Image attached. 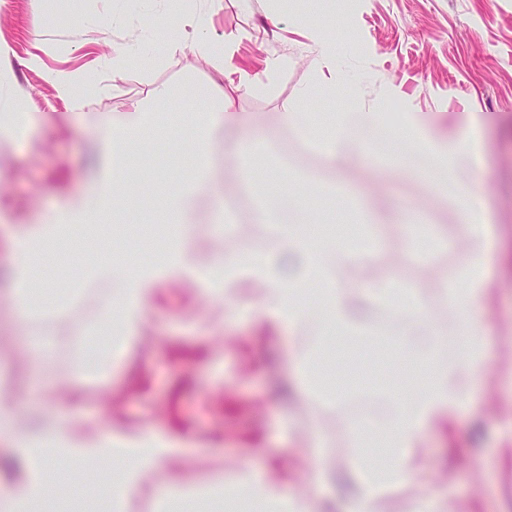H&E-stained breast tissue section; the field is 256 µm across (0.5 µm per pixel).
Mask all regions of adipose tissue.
I'll return each instance as SVG.
<instances>
[{"label": "adipose tissue", "mask_w": 512, "mask_h": 512, "mask_svg": "<svg viewBox=\"0 0 512 512\" xmlns=\"http://www.w3.org/2000/svg\"><path fill=\"white\" fill-rule=\"evenodd\" d=\"M233 105L232 98H225L223 110L209 113L195 127L192 168L164 202L169 221L177 229L167 234L158 255L144 262L124 264L100 260L92 265L93 278L111 287L103 325L108 328L113 321H120L124 333L110 351L90 347L81 360L84 369L111 373L129 337L137 334L147 318L156 286L185 270L186 244L193 235L190 215L197 185L210 173L217 134L224 129V113ZM285 118L300 139L332 156L370 160L366 144L370 137H379L387 154L409 157L414 173L429 177L438 191L456 197L464 217L460 227L463 237L477 245H486L491 228L481 220L485 211L481 184L487 172L471 138L450 143L432 137L415 124L399 133L385 131L379 129L369 114H347L336 132L324 131L321 123L307 112H289ZM156 126L155 113L141 104H132L122 124L106 126L101 177L78 204L65 211L44 214L35 230L14 237L7 265L12 282L10 296L20 310L28 308V285L53 274V264L41 256L36 242L61 227L79 230L86 224L107 223L116 212L115 194L122 185L116 174L122 160L134 147L152 138ZM260 141L257 135L241 136L234 145L242 161V176L250 179L254 193L264 199L258 211L259 219L277 228L279 253L272 256L254 252L225 260L219 258L198 268L197 276L216 291L236 287L242 280L250 282L258 312L275 318L295 334L309 329L317 337L337 333L359 335L363 328L358 319L371 307L387 309L395 318L405 349L403 364L413 379L409 385L387 394L381 415L350 428L352 445L359 448L360 454L352 459L351 471L357 490L347 500L345 512H376L385 484L373 478L375 468L366 458L369 439L378 435L393 437L394 445L387 451L388 482L405 483L416 473V453L424 433L447 419L483 370L480 339L483 319L479 307L491 286L488 264L481 258L464 257L443 289L445 302L459 316L456 355L453 361H446L442 330L429 321L426 301L419 289L403 287L392 278L377 281L368 288L347 287L341 283L337 270L345 266L362 268L364 247L343 245L311 224L305 217V198L291 195L276 201L269 198L265 183L253 181L246 159ZM281 256L299 260L300 272L284 273L277 263ZM50 454L66 460L91 461L101 467L111 466L115 459H124L123 480L111 490L105 512H126L127 495L136 486L141 471L163 465L170 449L143 435H105L76 420L51 423L19 440L17 458L22 473L14 481L0 482V512H33L34 507L46 500L45 460ZM327 482V472L317 469L311 493L293 496L254 469L240 471L235 477L236 488L251 512H316L315 504Z\"/></svg>", "instance_id": "obj_1"}]
</instances>
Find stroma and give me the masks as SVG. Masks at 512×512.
<instances>
[{
  "label": "stroma",
  "mask_w": 512,
  "mask_h": 512,
  "mask_svg": "<svg viewBox=\"0 0 512 512\" xmlns=\"http://www.w3.org/2000/svg\"><path fill=\"white\" fill-rule=\"evenodd\" d=\"M202 20L222 45L202 56L194 28L173 29L172 9ZM41 32L32 45V28ZM336 41L325 56L317 41ZM182 51L158 56L170 38ZM38 53L39 68L28 59ZM288 65L256 93L236 94L225 125L237 133H265L253 167L272 194L313 196L312 223L354 242L376 230L380 242L367 274L346 280L369 286L392 277L421 289L430 318L456 341L458 318L441 290L474 245L458 232L456 201L399 162H328L299 140L285 121L309 112L328 122L346 112H372L385 128L411 123L434 135L478 140L490 177L484 222L492 288L480 310L486 320L485 369L447 423L428 430L418 450L419 472L389 487L379 512H414L437 498L441 512H512V0H7L0 10V107L24 105L39 127L0 139V259L11 235L40 213L80 197L97 167L105 122L121 121L132 100L157 115L171 149L159 156L167 169H188L193 121L221 107L231 91L219 68L225 60L248 72L265 68L267 55ZM95 80L84 108L68 111L44 71ZM152 142L141 144L127 183L128 202L112 224H94L66 251L48 292L68 296L62 308L31 299L27 314L0 298V401L13 407L16 431L26 435L49 421L78 418L107 431L153 432L172 442L166 465L146 470L126 512H156L158 490L178 482L195 494L196 512H247L225 496L234 475L256 468L305 491L317 464L334 481L318 512H342L349 480L352 423L381 414L383 390L406 383L397 358L362 344L316 347L292 339L275 321H260L244 301L250 288L230 296L186 273L163 282L148 323L109 376L85 371L80 360L110 299L108 284L85 278L108 256L122 259L130 244L151 255L166 231L161 201L168 185L143 178ZM258 199L243 182L237 158L217 149L192 216L193 264L208 251L227 256L276 248L275 230L256 219ZM318 353L345 394L317 408L285 389L297 360ZM318 420L327 437L314 457L308 435ZM51 503L84 491L71 512H100L102 483L87 484L73 461L51 463L45 473Z\"/></svg>",
  "instance_id": "1"
}]
</instances>
